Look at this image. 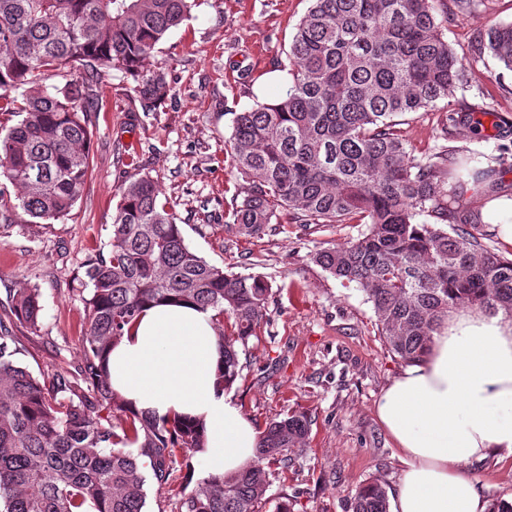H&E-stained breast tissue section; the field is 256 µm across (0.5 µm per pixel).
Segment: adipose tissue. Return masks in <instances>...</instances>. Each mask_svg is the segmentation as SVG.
Wrapping results in <instances>:
<instances>
[{
	"mask_svg": "<svg viewBox=\"0 0 512 512\" xmlns=\"http://www.w3.org/2000/svg\"><path fill=\"white\" fill-rule=\"evenodd\" d=\"M220 361L211 312L174 303L145 308L107 358L113 391L134 410L203 423L210 475L242 470L259 440L217 384ZM376 415L405 466L390 512H486L463 468L492 453L512 456V320L476 309L449 313L428 355L384 388Z\"/></svg>",
	"mask_w": 512,
	"mask_h": 512,
	"instance_id": "ef3b65f1",
	"label": "adipose tissue"
}]
</instances>
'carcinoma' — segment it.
Returning <instances> with one entry per match:
<instances>
[{"instance_id": "1", "label": "carcinoma", "mask_w": 512, "mask_h": 512, "mask_svg": "<svg viewBox=\"0 0 512 512\" xmlns=\"http://www.w3.org/2000/svg\"><path fill=\"white\" fill-rule=\"evenodd\" d=\"M193 2L0 0V112L19 117L0 126V178L16 188L12 196L0 187V221L51 224L71 212L88 175L100 78L111 70L132 77L134 101L144 113L156 111L170 85L153 53L190 18ZM483 5L310 0L293 36L286 92L234 113L230 159L253 182L232 212L238 233L259 236L283 212L299 224L366 225L311 259L363 290L379 336L407 363L424 358L454 309L512 318V259L471 232L482 217L464 199L469 182L495 169L467 181L448 146L471 121L470 109L439 117L440 144L424 156L408 151L397 129V117L434 112L458 88L465 65L445 29ZM486 52L512 71V22L477 36L474 55ZM74 65L82 74L69 79ZM56 76L65 83H49ZM159 194L147 175L120 189L109 256L85 269L90 295L74 376L52 388L40 383L14 360V337L0 322V512H143L148 478L165 485L178 463L187 470L179 512H259L272 467L305 446L311 420L294 413L260 435L243 470L196 480L191 458L206 452L203 427L140 414L112 391L107 348L151 302L188 301L227 321L218 329L227 387L239 373L237 345L266 316L267 280L199 256ZM39 299L36 288L18 289L16 321L37 326ZM114 413L125 417L120 432ZM351 507L389 512L387 492L368 483Z\"/></svg>"}]
</instances>
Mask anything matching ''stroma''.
Wrapping results in <instances>:
<instances>
[{
	"label": "stroma",
	"mask_w": 512,
	"mask_h": 512,
	"mask_svg": "<svg viewBox=\"0 0 512 512\" xmlns=\"http://www.w3.org/2000/svg\"><path fill=\"white\" fill-rule=\"evenodd\" d=\"M309 0H199L191 17L155 51L172 87L149 114L131 99L133 82L119 71L98 89L92 115L90 168L71 212L51 224L0 223V320L10 323L16 362L49 384L81 362L85 265L108 256L117 192L150 176L174 206L186 243L228 272L259 274L272 293L267 316L246 351L230 388L257 427L293 412L312 419L306 447L270 477L261 512L288 502L292 512H352L363 484L393 489L404 465L376 415L382 390L404 363L378 335L371 302L357 287L312 262L317 249L357 238L360 224L276 223L255 238L228 222L236 196L250 183L224 161L233 115L281 96L288 51ZM512 21V0L450 24L445 36L466 63L449 108L471 107L481 135L462 127L453 142L460 159L482 167L497 154L494 124L512 118V72L490 56L474 58V34ZM438 115H405L400 129L415 155L437 142ZM39 289L37 328L13 324L14 289ZM485 499L512 498V457L504 454L467 467Z\"/></svg>",
	"instance_id": "stroma-1"
}]
</instances>
